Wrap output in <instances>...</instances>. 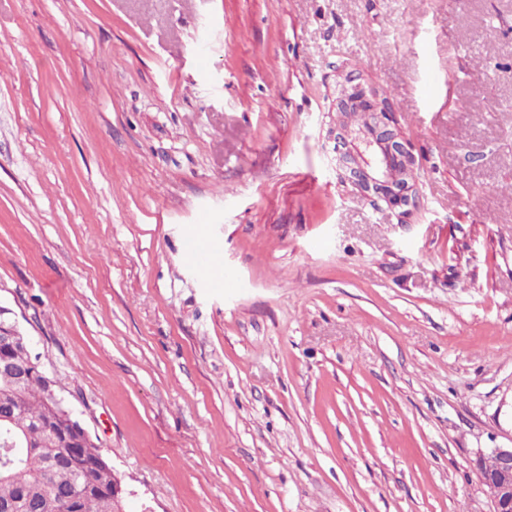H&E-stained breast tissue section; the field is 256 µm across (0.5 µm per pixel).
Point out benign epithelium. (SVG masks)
<instances>
[{"mask_svg":"<svg viewBox=\"0 0 512 512\" xmlns=\"http://www.w3.org/2000/svg\"><path fill=\"white\" fill-rule=\"evenodd\" d=\"M336 158L344 180L371 198L396 200L410 215L418 195L416 157L395 129L387 101L347 78L336 84ZM495 512H512V447L493 448L476 460Z\"/></svg>","mask_w":512,"mask_h":512,"instance_id":"obj_1","label":"benign epithelium"}]
</instances>
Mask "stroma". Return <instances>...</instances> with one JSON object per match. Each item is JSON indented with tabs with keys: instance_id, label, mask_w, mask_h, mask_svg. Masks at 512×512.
<instances>
[{
	"instance_id": "35a3bbf8",
	"label": "stroma",
	"mask_w": 512,
	"mask_h": 512,
	"mask_svg": "<svg viewBox=\"0 0 512 512\" xmlns=\"http://www.w3.org/2000/svg\"><path fill=\"white\" fill-rule=\"evenodd\" d=\"M341 71L413 147L407 222L336 167ZM506 182L512 0H0V306L126 512H493ZM195 226H201L202 237L207 224H196ZM201 237L191 232L185 242L186 252L195 262L198 273L202 279L207 281L212 288H224V273L216 276L210 275V270L214 267V263L208 249L206 238Z\"/></svg>"
}]
</instances>
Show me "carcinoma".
Listing matches in <instances>:
<instances>
[{"label":"carcinoma","mask_w":512,"mask_h":512,"mask_svg":"<svg viewBox=\"0 0 512 512\" xmlns=\"http://www.w3.org/2000/svg\"><path fill=\"white\" fill-rule=\"evenodd\" d=\"M0 368V512H122L117 477L99 446L76 432L69 407L52 399L39 357L20 344Z\"/></svg>","instance_id":"obj_1"}]
</instances>
